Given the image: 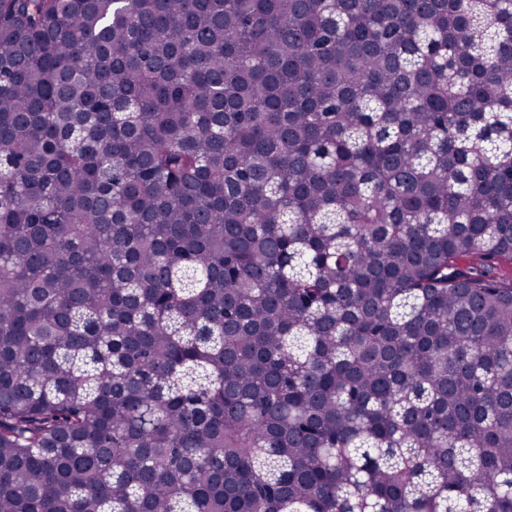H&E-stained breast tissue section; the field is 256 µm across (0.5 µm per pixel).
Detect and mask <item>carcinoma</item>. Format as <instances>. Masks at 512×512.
Returning a JSON list of instances; mask_svg holds the SVG:
<instances>
[{"instance_id": "1", "label": "carcinoma", "mask_w": 512, "mask_h": 512, "mask_svg": "<svg viewBox=\"0 0 512 512\" xmlns=\"http://www.w3.org/2000/svg\"><path fill=\"white\" fill-rule=\"evenodd\" d=\"M512 0H0V512H512Z\"/></svg>"}]
</instances>
